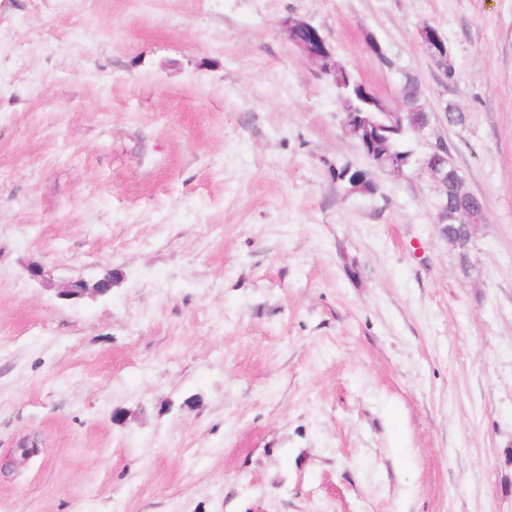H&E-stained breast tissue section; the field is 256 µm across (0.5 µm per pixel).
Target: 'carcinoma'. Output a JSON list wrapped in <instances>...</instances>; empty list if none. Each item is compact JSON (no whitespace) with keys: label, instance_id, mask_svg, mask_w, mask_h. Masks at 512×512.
I'll use <instances>...</instances> for the list:
<instances>
[{"label":"carcinoma","instance_id":"1","mask_svg":"<svg viewBox=\"0 0 512 512\" xmlns=\"http://www.w3.org/2000/svg\"><path fill=\"white\" fill-rule=\"evenodd\" d=\"M339 71L342 84L345 85L344 92L351 100V111L355 112L350 124L351 136L370 162L378 166L396 160H412V150L406 140L409 127L399 124L389 106L375 101L346 65L339 64ZM403 95L413 101L418 111H423L419 103V85L415 78L404 76ZM439 205L448 207L450 213L461 207H478L475 200L460 195L458 187L453 183L443 190ZM474 231L475 228L466 224L450 222L448 244L459 249L466 247Z\"/></svg>","mask_w":512,"mask_h":512}]
</instances>
